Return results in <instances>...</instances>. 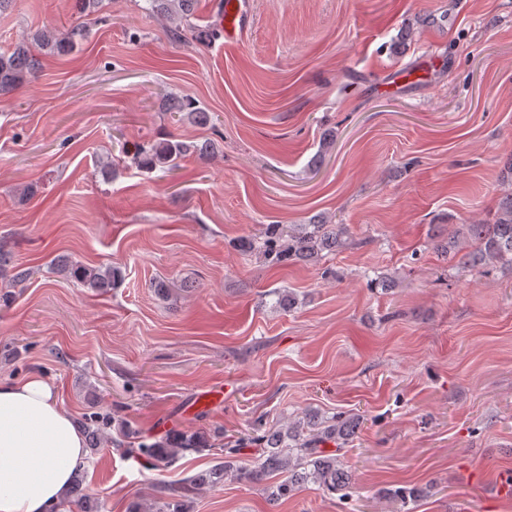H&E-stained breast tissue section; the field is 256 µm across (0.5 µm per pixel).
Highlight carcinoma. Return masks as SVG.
I'll return each mask as SVG.
<instances>
[{
    "instance_id": "cac0c4a2",
    "label": "carcinoma",
    "mask_w": 512,
    "mask_h": 512,
    "mask_svg": "<svg viewBox=\"0 0 512 512\" xmlns=\"http://www.w3.org/2000/svg\"><path fill=\"white\" fill-rule=\"evenodd\" d=\"M150 9L165 19L166 35L174 42L186 43L214 40L219 31L211 28L193 30L188 17L194 13V0H148ZM83 23L72 24L67 32L46 25L32 37L22 38L6 52H0V96L34 81L38 77L39 62L36 53L63 50L84 40ZM165 112L187 113L195 120L201 111L196 103L186 98L172 104L161 103ZM215 148L212 141L202 146L167 139L149 147H136L138 163L148 169L157 167L173 171L179 161L189 153L208 154ZM353 245L345 224H335L332 219L320 217L308 224H269L259 233L241 240L239 247L257 256L270 266H282L303 261L317 264L326 254L344 250ZM438 248L451 258L482 274L497 265L512 267V163L501 177L499 197L492 223L473 220L448 234ZM59 272L87 288L105 291L116 284V269L108 267L88 268L79 262H66ZM92 439L90 450L97 453L110 440L108 417L95 415L90 418ZM360 418L346 412L330 417L310 410L301 416L283 419L278 428H263L258 423L235 441L224 445V463L213 467L205 475H199L180 483L164 486V494L153 500L137 503L132 512H189L194 495L203 487H216L231 479L238 483L259 484L272 473L282 480L266 485L269 500L277 502L292 497L304 485L312 484L327 494L347 495L351 474L344 465V449L358 433ZM247 447L256 448L250 460L242 458ZM207 450L205 438L199 433L172 434L160 442L143 443L134 449L150 466L163 468L187 452ZM85 472L76 469L74 486L67 494V502L80 512H92L87 499L81 493ZM385 497L406 505L425 495L422 487L395 486L384 491Z\"/></svg>"
}]
</instances>
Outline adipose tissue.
Masks as SVG:
<instances>
[{
	"instance_id": "obj_1",
	"label": "adipose tissue",
	"mask_w": 512,
	"mask_h": 512,
	"mask_svg": "<svg viewBox=\"0 0 512 512\" xmlns=\"http://www.w3.org/2000/svg\"><path fill=\"white\" fill-rule=\"evenodd\" d=\"M86 456L80 430L44 377L0 382V512H48Z\"/></svg>"
}]
</instances>
